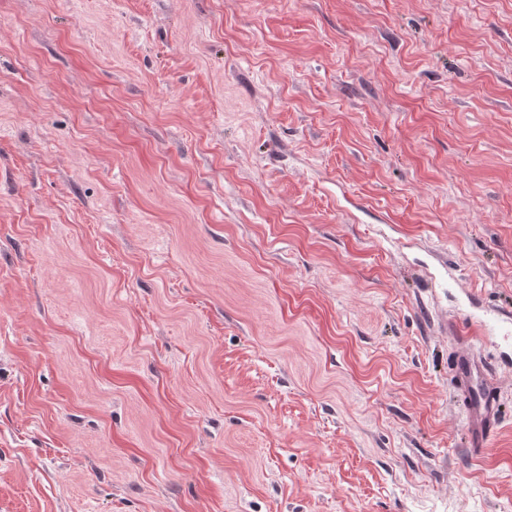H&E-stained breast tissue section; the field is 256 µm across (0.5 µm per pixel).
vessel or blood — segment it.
<instances>
[{
    "instance_id": "vessel-or-blood-1",
    "label": "vessel or blood",
    "mask_w": 512,
    "mask_h": 512,
    "mask_svg": "<svg viewBox=\"0 0 512 512\" xmlns=\"http://www.w3.org/2000/svg\"><path fill=\"white\" fill-rule=\"evenodd\" d=\"M461 333L464 346L452 357V379L468 418L466 446L478 458L498 433L503 415L495 375L475 350L491 334L511 335L512 317L500 314L490 321L468 312Z\"/></svg>"
}]
</instances>
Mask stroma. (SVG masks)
Returning a JSON list of instances; mask_svg holds the SVG:
<instances>
[{
  "label": "stroma",
  "instance_id": "stroma-1",
  "mask_svg": "<svg viewBox=\"0 0 512 512\" xmlns=\"http://www.w3.org/2000/svg\"><path fill=\"white\" fill-rule=\"evenodd\" d=\"M462 307L512 312V0H0V512H512ZM462 328L454 333L462 338L464 348L455 352L451 361L454 387L460 394L468 418L466 446L474 457H481L498 433L503 415L495 374L475 354L477 345L492 332L499 336H510V315L499 313L493 320L474 316L470 312L462 315Z\"/></svg>",
  "mask_w": 512,
  "mask_h": 512
}]
</instances>
